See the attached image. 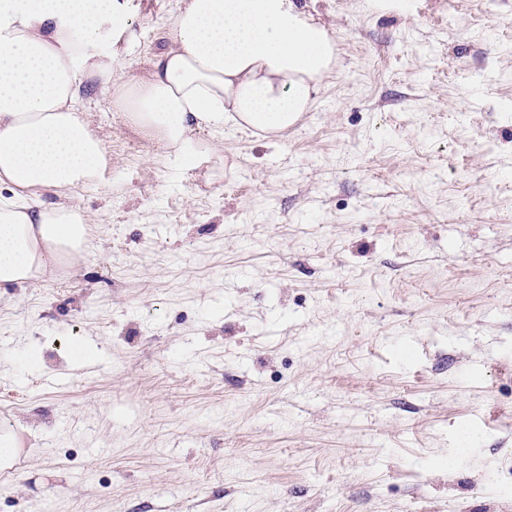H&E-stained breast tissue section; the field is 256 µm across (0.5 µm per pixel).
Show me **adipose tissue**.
<instances>
[{
    "mask_svg": "<svg viewBox=\"0 0 512 512\" xmlns=\"http://www.w3.org/2000/svg\"><path fill=\"white\" fill-rule=\"evenodd\" d=\"M135 0H0V288L20 287L90 248L88 219L68 191L96 182L102 142L81 91L109 80L139 46ZM149 70L115 85L116 107L158 137L174 167L207 152L198 128L234 123L271 135L309 110L336 58L326 28L294 0H188ZM57 203L41 202L44 192Z\"/></svg>",
    "mask_w": 512,
    "mask_h": 512,
    "instance_id": "obj_1",
    "label": "adipose tissue"
}]
</instances>
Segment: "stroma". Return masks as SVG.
Returning a JSON list of instances; mask_svg holds the SVG:
<instances>
[{
	"label": "stroma",
	"instance_id": "obj_1",
	"mask_svg": "<svg viewBox=\"0 0 512 512\" xmlns=\"http://www.w3.org/2000/svg\"><path fill=\"white\" fill-rule=\"evenodd\" d=\"M296 2L336 62L279 137L176 170L113 107L183 0L85 91L89 255L0 288V512H512V0ZM15 448L18 441L12 428L6 424H0V464L11 466L15 457Z\"/></svg>",
	"mask_w": 512,
	"mask_h": 512
}]
</instances>
